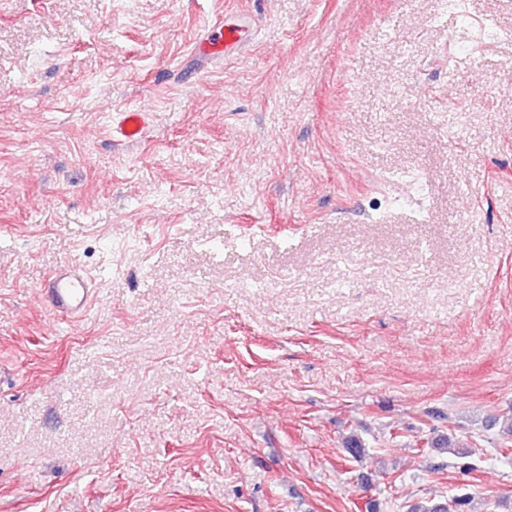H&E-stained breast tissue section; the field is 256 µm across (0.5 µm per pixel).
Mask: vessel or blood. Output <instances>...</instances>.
Instances as JSON below:
<instances>
[{"instance_id":"vessel-or-blood-1","label":"vessel or blood","mask_w":512,"mask_h":512,"mask_svg":"<svg viewBox=\"0 0 512 512\" xmlns=\"http://www.w3.org/2000/svg\"><path fill=\"white\" fill-rule=\"evenodd\" d=\"M245 20L208 25L197 51L209 58H226L242 49L245 43ZM149 114L134 108L120 113L112 125L114 140L127 143L144 134ZM95 274L76 267L62 266L48 278L42 296L54 316L71 320L85 316L94 306L98 290Z\"/></svg>"}]
</instances>
